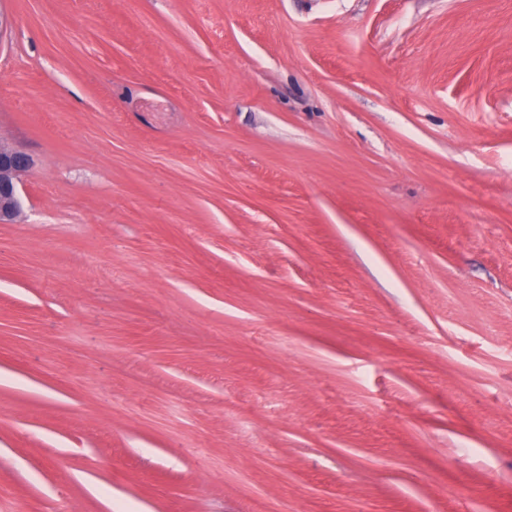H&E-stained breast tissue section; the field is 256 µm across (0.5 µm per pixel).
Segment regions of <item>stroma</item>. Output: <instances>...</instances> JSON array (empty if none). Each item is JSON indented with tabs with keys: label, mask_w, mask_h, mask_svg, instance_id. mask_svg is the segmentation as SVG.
Returning <instances> with one entry per match:
<instances>
[{
	"label": "stroma",
	"mask_w": 512,
	"mask_h": 512,
	"mask_svg": "<svg viewBox=\"0 0 512 512\" xmlns=\"http://www.w3.org/2000/svg\"><path fill=\"white\" fill-rule=\"evenodd\" d=\"M0 138V512H512V0H0ZM32 166L31 157L0 143V224L10 223L21 208L20 176Z\"/></svg>",
	"instance_id": "1"
}]
</instances>
